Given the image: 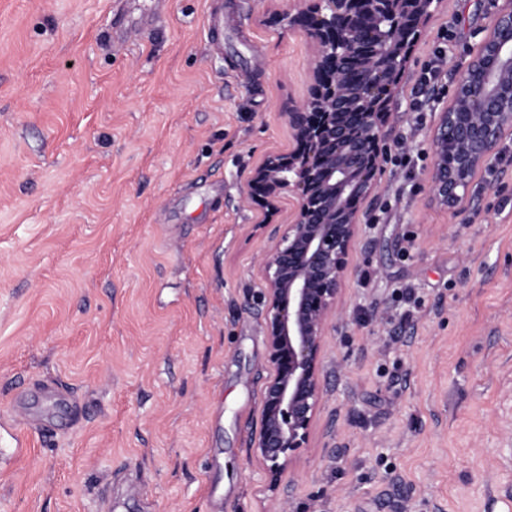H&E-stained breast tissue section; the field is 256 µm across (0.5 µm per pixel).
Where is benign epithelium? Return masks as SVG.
Instances as JSON below:
<instances>
[{
	"instance_id": "obj_1",
	"label": "benign epithelium",
	"mask_w": 512,
	"mask_h": 512,
	"mask_svg": "<svg viewBox=\"0 0 512 512\" xmlns=\"http://www.w3.org/2000/svg\"><path fill=\"white\" fill-rule=\"evenodd\" d=\"M273 23L288 24L313 44L308 95L280 113L293 148L250 170L242 197L260 192L267 213L293 194L297 210L282 225L260 267L268 302L266 339L272 375L262 399L256 448L271 487L291 454L306 443L324 398L322 354L329 329L348 327L342 286L359 237L358 205L372 201L398 82L419 32L444 0H285ZM512 137V0L490 17L486 36L458 76L431 141V200L466 211L471 182ZM454 162L448 164V149Z\"/></svg>"
}]
</instances>
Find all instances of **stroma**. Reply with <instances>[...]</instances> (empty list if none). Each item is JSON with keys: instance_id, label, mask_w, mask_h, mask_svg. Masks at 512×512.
<instances>
[{"instance_id": "obj_1", "label": "stroma", "mask_w": 512, "mask_h": 512, "mask_svg": "<svg viewBox=\"0 0 512 512\" xmlns=\"http://www.w3.org/2000/svg\"><path fill=\"white\" fill-rule=\"evenodd\" d=\"M502 3L446 0L417 40L360 206L354 325L328 333L273 492L253 446L272 229L241 187L293 146L309 39L270 24L280 0H0V512H512V162L464 214L433 204L453 96L420 85L450 30L455 86ZM22 417L53 431L16 448Z\"/></svg>"}]
</instances>
